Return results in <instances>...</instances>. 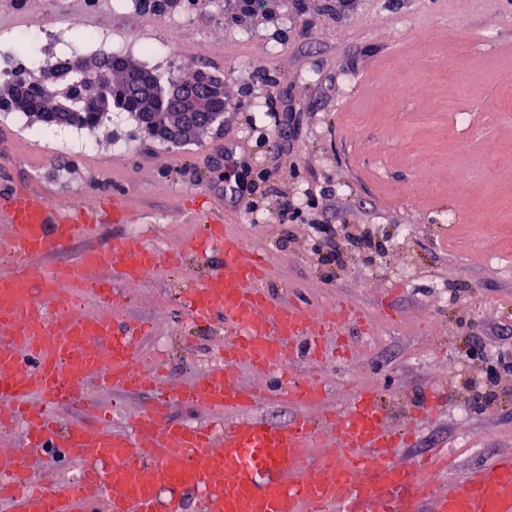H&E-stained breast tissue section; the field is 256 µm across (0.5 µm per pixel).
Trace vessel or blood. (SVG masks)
<instances>
[{"mask_svg":"<svg viewBox=\"0 0 512 512\" xmlns=\"http://www.w3.org/2000/svg\"><path fill=\"white\" fill-rule=\"evenodd\" d=\"M9 203L0 249L14 265L0 272V397L13 402L27 449L0 448V512H183V489L199 493L202 512H420L424 505L431 512H512V452L463 472L445 448L394 462L389 449L407 445L416 428L389 430L376 390H355L346 406L320 421L299 414L274 426L248 417L247 409L279 393L302 407L322 401L319 379L287 371L292 342L306 338V355L321 361L325 330L356 312L348 305L317 312L279 301L266 286L269 273L258 251L223 225L205 227L224 262L190 288V309L199 319L222 318L235 334L224 344L223 367L173 388L161 375L146 377L149 360L125 326L64 310L54 293L63 281L112 305L111 280L91 279L88 269L137 279L178 264V256L128 237L50 267L47 258L92 232L84 218L94 202L60 207L27 193L10 195ZM242 366L280 375L279 392L240 385ZM89 377L122 392L154 390V400L123 427L58 426L56 409L80 403ZM176 401L235 419L221 431L173 421L167 410ZM39 448H61L70 459L92 457L97 464L78 482L43 488L24 478ZM313 448L319 454L312 460ZM438 471L450 475L449 489L436 487Z\"/></svg>","mask_w":512,"mask_h":512,"instance_id":"obj_1","label":"vessel or blood"}]
</instances>
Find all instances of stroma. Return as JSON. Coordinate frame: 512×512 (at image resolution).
I'll return each mask as SVG.
<instances>
[{
    "instance_id": "1",
    "label": "stroma",
    "mask_w": 512,
    "mask_h": 512,
    "mask_svg": "<svg viewBox=\"0 0 512 512\" xmlns=\"http://www.w3.org/2000/svg\"><path fill=\"white\" fill-rule=\"evenodd\" d=\"M109 3L88 17L85 0H0V44L83 25L144 43L163 27L140 10L114 19ZM238 4L201 0L179 73L152 68L164 81L220 79L229 103L219 128L174 146L124 112L95 128H50L0 103V179L54 202L126 196L128 222L99 224L55 264L129 236L186 249L181 266L115 280V318L151 326L145 345L162 353L171 385L204 377L232 333L217 318L195 321L183 298L222 261L194 248L220 216L265 254L276 294L315 310L350 302L367 316L340 330L354 350L347 361L294 354L293 372L323 378L320 404L303 411L283 398L255 416L277 426L302 411L317 418L370 386L389 425L420 429L396 461L445 447L460 470L487 466L512 451V0H267L245 17ZM466 43L480 54L460 53ZM458 111L472 114L469 130L456 127ZM260 168L272 177L258 185ZM308 190L314 223L282 222L284 202ZM320 223L335 232L343 268L323 264ZM366 233L382 253L354 245ZM474 341L482 357L471 356Z\"/></svg>"
}]
</instances>
